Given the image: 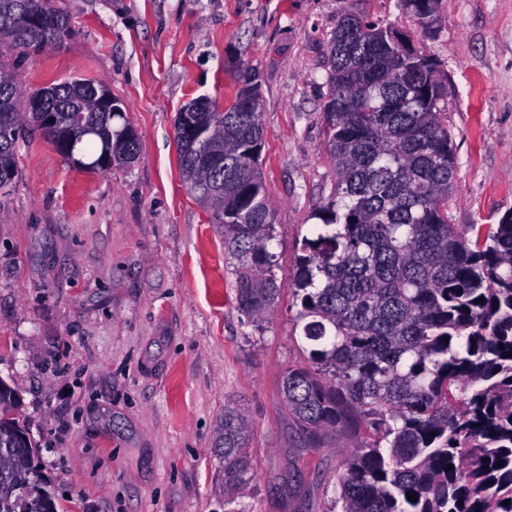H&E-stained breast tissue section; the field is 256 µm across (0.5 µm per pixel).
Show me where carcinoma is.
I'll use <instances>...</instances> for the list:
<instances>
[{"label": "carcinoma", "mask_w": 512, "mask_h": 512, "mask_svg": "<svg viewBox=\"0 0 512 512\" xmlns=\"http://www.w3.org/2000/svg\"><path fill=\"white\" fill-rule=\"evenodd\" d=\"M425 30L426 9L400 0ZM43 14L49 26L30 23ZM73 34L55 0H0V51L19 58ZM331 73L323 106L334 183L314 217L289 284L307 362L285 372L282 392L300 435L359 422L336 472L337 512H512V211L496 224H452L451 134L436 64L408 36L347 11L329 41ZM102 84L81 78L35 90L40 111H24L18 71L0 68V209L19 177L24 126L56 121L57 151L130 164L139 140L125 118L100 104ZM256 74L248 71L223 112H198L206 140L178 136L188 190L224 227L238 309L264 317L281 285L267 276L274 220L259 165L264 129ZM224 150V169L201 176L205 146ZM14 390L0 380V512H57L36 448L17 418ZM243 412L224 405L218 456L224 491L253 478ZM417 496L412 502L407 495Z\"/></svg>", "instance_id": "1"}]
</instances>
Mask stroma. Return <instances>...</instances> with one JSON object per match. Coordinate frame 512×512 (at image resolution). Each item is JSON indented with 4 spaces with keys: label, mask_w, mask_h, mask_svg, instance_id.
<instances>
[{
    "label": "stroma",
    "mask_w": 512,
    "mask_h": 512,
    "mask_svg": "<svg viewBox=\"0 0 512 512\" xmlns=\"http://www.w3.org/2000/svg\"><path fill=\"white\" fill-rule=\"evenodd\" d=\"M74 34L18 64L23 92L104 83L140 152L89 173L41 133L19 150L0 210V379L39 450L59 512H332L350 438L309 447L282 379L306 361L287 288L329 198V40L357 9L437 62L456 156L454 224L512 209V0H436L429 33L399 0H58ZM262 94V176L282 290L241 314L221 225L181 177L174 123L190 99L228 107L239 73ZM244 413L254 478L232 503L215 449L224 404Z\"/></svg>",
    "instance_id": "stroma-1"
}]
</instances>
